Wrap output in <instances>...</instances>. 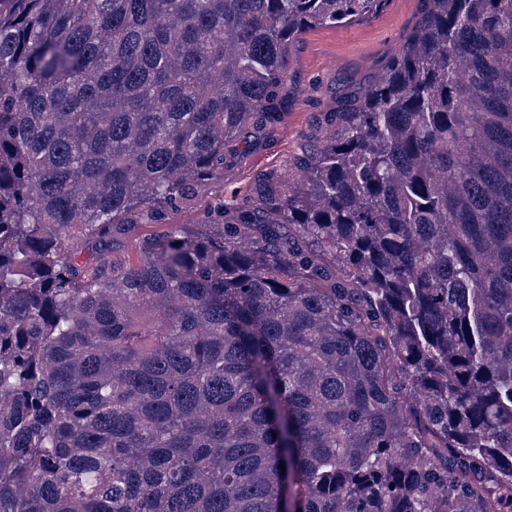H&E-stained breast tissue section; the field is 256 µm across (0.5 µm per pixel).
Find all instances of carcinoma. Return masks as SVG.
Wrapping results in <instances>:
<instances>
[{
  "mask_svg": "<svg viewBox=\"0 0 512 512\" xmlns=\"http://www.w3.org/2000/svg\"><path fill=\"white\" fill-rule=\"evenodd\" d=\"M388 2L0 0V512H512V0L169 223ZM165 230L166 227L162 225H142L133 234L129 235L128 238L121 240L115 246V254L121 257H129V259H132L135 256L132 248L137 239L148 234H159Z\"/></svg>",
  "mask_w": 512,
  "mask_h": 512,
  "instance_id": "obj_1",
  "label": "carcinoma"
}]
</instances>
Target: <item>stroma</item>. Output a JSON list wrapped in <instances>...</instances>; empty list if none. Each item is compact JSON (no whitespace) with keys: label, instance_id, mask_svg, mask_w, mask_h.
I'll return each instance as SVG.
<instances>
[{"label":"stroma","instance_id":"1","mask_svg":"<svg viewBox=\"0 0 512 512\" xmlns=\"http://www.w3.org/2000/svg\"><path fill=\"white\" fill-rule=\"evenodd\" d=\"M422 16L421 0H391L377 19L336 28H315L293 41L286 61L280 116L261 138L234 146L224 168V200L251 195L263 174L287 170L300 145L325 133L323 113L360 95L412 35Z\"/></svg>","mask_w":512,"mask_h":512}]
</instances>
